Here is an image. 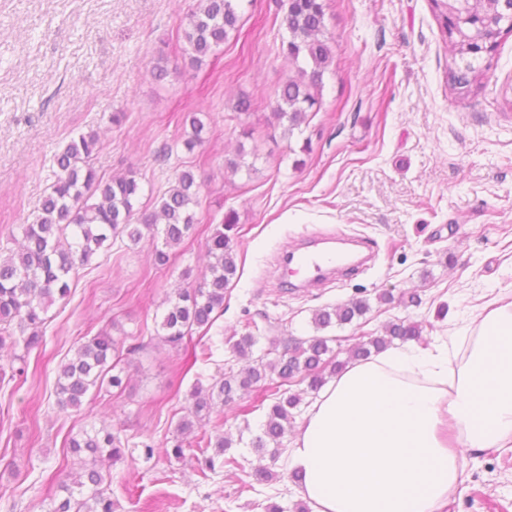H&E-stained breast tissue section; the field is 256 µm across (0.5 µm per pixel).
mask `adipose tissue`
I'll use <instances>...</instances> for the list:
<instances>
[{
	"label": "adipose tissue",
	"instance_id": "obj_1",
	"mask_svg": "<svg viewBox=\"0 0 512 512\" xmlns=\"http://www.w3.org/2000/svg\"><path fill=\"white\" fill-rule=\"evenodd\" d=\"M462 363L424 347L347 368L289 448L311 512H441L465 448L512 447V302L482 311Z\"/></svg>",
	"mask_w": 512,
	"mask_h": 512
}]
</instances>
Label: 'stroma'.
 <instances>
[{"mask_svg": "<svg viewBox=\"0 0 512 512\" xmlns=\"http://www.w3.org/2000/svg\"><path fill=\"white\" fill-rule=\"evenodd\" d=\"M193 0H0V256L36 214L56 178L53 156L71 137L100 132V174L141 176V202L175 175L202 180L192 234L155 266L153 242L113 240L80 268L68 301L55 303L46 345L28 358L17 388H0V512H47L50 476L72 464L69 432L107 423L133 456L112 468L118 512H263L255 467L278 475L280 503L299 502L285 458L249 443L265 407L258 390L225 406L223 431L238 465L196 473V446L166 456L197 376L243 366L228 339L246 325L260 347L314 335V312L356 298L364 321L327 328L330 357L390 323L419 322V345L468 334L492 298L512 300V34L470 92L448 81L451 59L431 0H324L332 62L321 107L293 134L270 122L274 92L293 74L281 43L282 0H239L243 22L201 69L185 63L177 25ZM169 74L156 82L159 56ZM249 97L252 114L235 111ZM124 113L112 125L111 113ZM196 113L205 141L186 150L181 116ZM243 153L231 172L225 158ZM238 226V274L210 330L213 356L194 368L190 351L157 336L166 298L206 272L205 243L226 214ZM357 235L373 265L323 288L278 285L281 251L308 234ZM393 295L390 303L380 294ZM415 294L420 305L403 303ZM108 331L130 380L111 395L90 391L81 411L59 413L56 369L87 332ZM155 447L145 458L143 444ZM463 481L443 512H512V447L465 449Z\"/></svg>", "mask_w": 512, "mask_h": 512, "instance_id": "stroma-1", "label": "stroma"}]
</instances>
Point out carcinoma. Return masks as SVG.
Segmentation results:
<instances>
[{
	"mask_svg": "<svg viewBox=\"0 0 512 512\" xmlns=\"http://www.w3.org/2000/svg\"><path fill=\"white\" fill-rule=\"evenodd\" d=\"M196 5L185 16L182 37L188 45L189 63L199 68L224 44L230 32L239 27L236 0H195ZM512 0H441V15L463 21L459 34L448 36L453 67L448 77L454 88L467 92L480 76L489 70V60L477 54L478 40L512 20L507 4ZM284 24L288 40L282 42L286 58L293 61L297 74L282 82L275 91L272 118L287 123L285 132L293 134L306 118L308 110L319 104L325 70L332 60V49L324 36L323 0H286ZM184 124L191 134L185 146L192 150L202 142L203 125L189 112ZM101 148L96 132L71 140L54 156L59 174L44 196L32 220L22 225L23 241L16 252L0 258V361L18 346L29 351L43 340V326L48 308L71 293L70 280L88 265L104 244L126 237L138 244L145 232L163 238L164 248L155 249L154 264L165 266L169 249L180 245L196 224L193 208L198 206L199 183L188 169L178 173L174 182L152 206H136L141 194L137 171L127 170L106 179L95 168ZM234 217L207 239L206 256L209 275L197 284L179 288L167 298V308L160 322V339L173 346L183 344L196 331L208 332L224 310V290L237 276L238 250ZM370 305L365 299L321 309L313 315L317 330L333 325L350 324L365 316ZM421 336L416 322H396L386 327V334L359 343L351 358H367L371 350L380 351L393 344ZM328 336L291 337L280 346L253 357L258 337L251 332L232 343V351L245 360L238 372H220L208 383L197 382L188 396L187 415L176 427L171 448L179 459L183 455V438L200 433L196 441L202 455L199 473L206 479L217 470L237 464L226 456L233 440L217 432L207 433L212 414L224 410L240 391H248L267 383L275 374L284 382L294 378L308 381L316 390L325 382V371L336 373L341 364L327 359ZM117 341L104 330L85 339L72 357L57 368L56 402L58 411L78 412L90 390L123 389L124 370L117 369L114 358ZM264 399L271 401L259 433L252 438L251 448L276 456L286 433L290 410L300 399L280 387L265 388ZM128 440L107 426L69 434L67 452L78 460V467L58 477L60 494L54 495L48 512H116L112 500V473H102L97 463L107 460L116 464L125 459Z\"/></svg>",
	"mask_w": 512,
	"mask_h": 512,
	"instance_id": "1",
	"label": "carcinoma"
}]
</instances>
